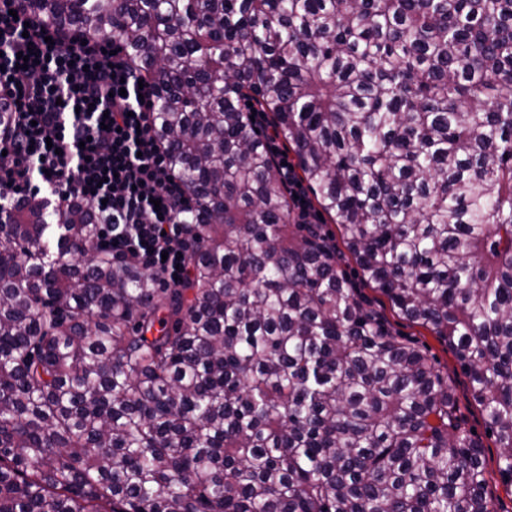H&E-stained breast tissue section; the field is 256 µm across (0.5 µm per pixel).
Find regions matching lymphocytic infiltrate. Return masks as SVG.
I'll return each mask as SVG.
<instances>
[{"label": "lymphocytic infiltrate", "instance_id": "obj_1", "mask_svg": "<svg viewBox=\"0 0 512 512\" xmlns=\"http://www.w3.org/2000/svg\"><path fill=\"white\" fill-rule=\"evenodd\" d=\"M32 20L17 0H0V194H35L62 207L89 203L97 241L114 259L160 274L166 288L190 275L195 233L180 218L195 205L154 132V88L123 53ZM267 147L300 224L318 216L276 133Z\"/></svg>", "mask_w": 512, "mask_h": 512}]
</instances>
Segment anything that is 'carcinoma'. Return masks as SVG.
<instances>
[{
    "label": "carcinoma",
    "mask_w": 512,
    "mask_h": 512,
    "mask_svg": "<svg viewBox=\"0 0 512 512\" xmlns=\"http://www.w3.org/2000/svg\"><path fill=\"white\" fill-rule=\"evenodd\" d=\"M154 85L179 288L92 206L0 203V512H496L427 351L296 224L251 99L365 285L448 344L512 487V0H26Z\"/></svg>",
    "instance_id": "obj_1"
}]
</instances>
